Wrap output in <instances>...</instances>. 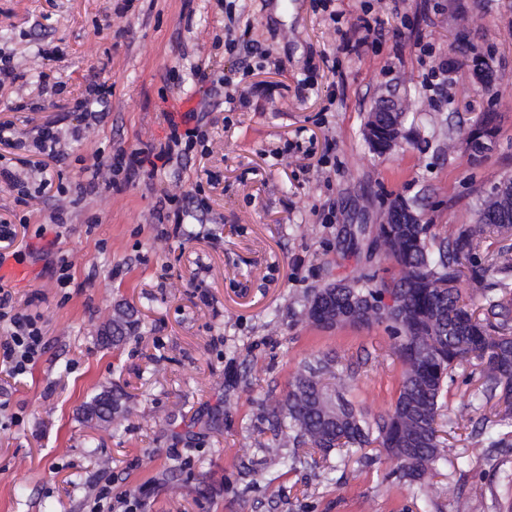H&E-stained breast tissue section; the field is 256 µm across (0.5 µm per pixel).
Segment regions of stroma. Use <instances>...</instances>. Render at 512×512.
Returning a JSON list of instances; mask_svg holds the SVG:
<instances>
[{"label": "stroma", "instance_id": "stroma-1", "mask_svg": "<svg viewBox=\"0 0 512 512\" xmlns=\"http://www.w3.org/2000/svg\"><path fill=\"white\" fill-rule=\"evenodd\" d=\"M363 0H335L331 22L314 0H0V53L25 77L0 87V120L20 137L55 122L68 160L64 183L82 178L80 159L121 144L161 141L165 112L201 93L194 69L236 81L220 100L206 158L158 173L157 189L189 191L198 167L217 177L211 209L187 217L179 235L160 237L155 197L144 184L107 189L78 203L46 197L18 205L0 179V217H28L20 244L66 258L72 281L58 287L43 262L8 282L16 301L46 326L45 351L27 376L0 394V512H90L111 483L136 492L139 512H506L512 505V446L493 447L512 427L491 421L479 399L478 371L465 364L448 385L440 423L444 452L422 484L400 476L379 448L322 454L288 448L292 461L264 453L272 433L268 405L282 397L308 362L327 360L331 380L368 417L391 406L402 374L387 324L326 329L302 315L313 291L366 273L395 274L348 245L349 231L377 224L395 201L425 224H468L476 203L512 177V0H417L403 27L379 0L382 39L361 56L338 47ZM111 26L98 30L103 17ZM268 50L243 61L215 41L226 27ZM435 47L419 61L416 42ZM59 46L61 59L42 52ZM337 59L328 70L323 59ZM489 58L504 78L492 86L473 60ZM450 65L449 99L433 101L429 67ZM179 67L181 88L164 90ZM106 77L112 98L103 122L73 140L72 113L55 107L54 82L81 91L91 74ZM405 99L400 148L374 154L362 129L383 93ZM493 115L494 148L473 157L462 141ZM66 208L69 230L50 217ZM43 238H36L38 226ZM202 284L209 297L194 296ZM130 307L139 328L120 348L102 347L101 329ZM121 388L134 412L119 432L84 420L81 405Z\"/></svg>", "mask_w": 512, "mask_h": 512}]
</instances>
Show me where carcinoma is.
Listing matches in <instances>:
<instances>
[{
    "label": "carcinoma",
    "mask_w": 512,
    "mask_h": 512,
    "mask_svg": "<svg viewBox=\"0 0 512 512\" xmlns=\"http://www.w3.org/2000/svg\"><path fill=\"white\" fill-rule=\"evenodd\" d=\"M384 228L393 231L395 239L380 241L383 255L403 272L397 281L403 306L374 319L390 324L403 365L395 404L371 421L329 386L327 364H308L285 396L267 409L274 442L265 452H278L284 434L296 446L309 444L325 453L378 442L399 461L402 477L412 483L440 457L445 388L462 362H479V396L502 401V420L512 418V336L505 325L495 326L476 315L461 291V284L468 283L491 308L512 309V246H499L486 261L480 253L486 239L512 231V202L492 193L480 203L475 223L446 231H434L430 224L378 225ZM383 283L382 278L366 275L351 280L354 292L373 301L379 300ZM129 333L130 328L114 321L112 341L100 343L118 347Z\"/></svg>",
    "instance_id": "cac0c4a2"
}]
</instances>
